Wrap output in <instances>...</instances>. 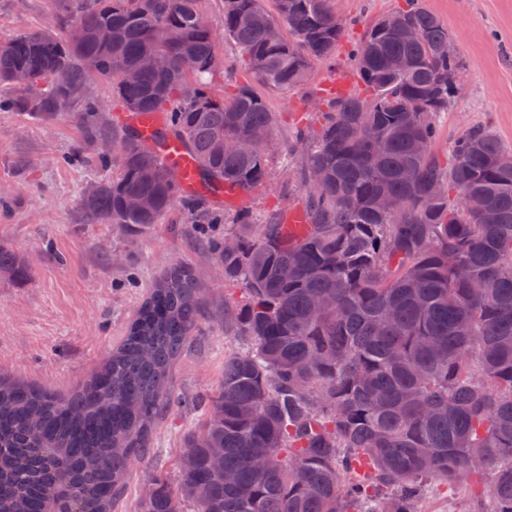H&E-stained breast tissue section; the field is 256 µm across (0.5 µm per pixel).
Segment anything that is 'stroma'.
Masks as SVG:
<instances>
[{
  "label": "stroma",
  "instance_id": "stroma-1",
  "mask_svg": "<svg viewBox=\"0 0 512 512\" xmlns=\"http://www.w3.org/2000/svg\"><path fill=\"white\" fill-rule=\"evenodd\" d=\"M407 0H335L345 33L329 63L315 64L306 86L281 92L261 88L276 116L270 176L230 202L216 224H196L182 208L138 229L97 223L84 200L112 176L127 114L109 84L91 79L83 105L50 121L0 111V248L16 252L25 274L0 273V373L66 394L85 381L120 341L156 277L189 266L201 314L187 350L172 370L176 398L153 429L154 451L139 460L112 512H137L154 476L177 483L184 439L206 419V404L224 378L225 357L246 343L224 311L245 290L224 281L217 259L225 237L239 226L238 210L265 222L299 207L305 157L286 153L296 127L320 128L319 100L337 74L353 75L350 50L368 24L404 8ZM445 25L465 64L460 89L437 122L435 150L468 127H490L512 147V0H423ZM51 0H0V40L52 25ZM97 108L86 112L85 102ZM464 487L431 486L420 512H470Z\"/></svg>",
  "mask_w": 512,
  "mask_h": 512
}]
</instances>
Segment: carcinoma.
<instances>
[{
  "mask_svg": "<svg viewBox=\"0 0 512 512\" xmlns=\"http://www.w3.org/2000/svg\"><path fill=\"white\" fill-rule=\"evenodd\" d=\"M55 25L0 42V111L50 120L86 79L112 84L128 112H157L154 149L126 129L112 180L85 207L100 223L156 224L182 204L248 194L270 175L260 142L274 113L249 85L228 96L216 29L200 0H52ZM224 0L221 24L239 65L290 91L331 58L345 24L334 0ZM400 25H370L351 57L367 96L330 94L323 123L297 130L306 151L302 210L218 249L224 282L247 292L232 310L250 347L224 358V380L179 455V484L156 475L140 512H419L427 483L474 488L475 512H512V149L486 126L434 149L464 64L448 26L421 0ZM273 25L288 26L274 41ZM409 26L420 33L410 41ZM108 29V42L97 32ZM148 54L165 66L123 72ZM397 60L407 69L393 68ZM29 73L19 87L15 71ZM177 141L206 193L183 191L158 147ZM426 145L411 151L413 141ZM444 195L432 193L436 183ZM389 197L390 211L377 207ZM139 196L137 212L126 200ZM192 271L154 282L120 343L76 391L0 376V512H112L135 462L173 403L169 373L200 306Z\"/></svg>",
  "mask_w": 512,
  "mask_h": 512,
  "instance_id": "carcinoma-1",
  "label": "carcinoma"
}]
</instances>
